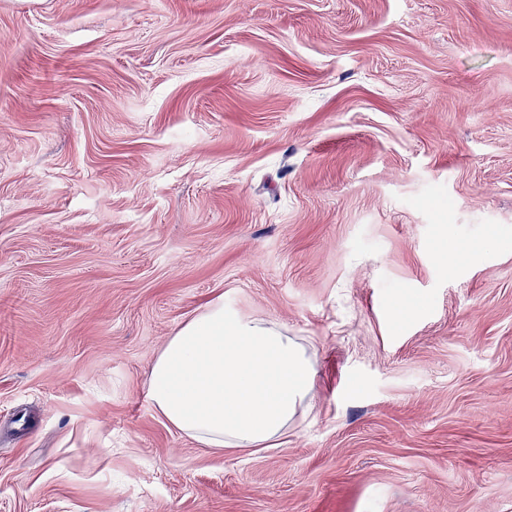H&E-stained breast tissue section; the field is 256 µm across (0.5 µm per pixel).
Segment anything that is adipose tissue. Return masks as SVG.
Listing matches in <instances>:
<instances>
[{
	"label": "adipose tissue",
	"mask_w": 512,
	"mask_h": 512,
	"mask_svg": "<svg viewBox=\"0 0 512 512\" xmlns=\"http://www.w3.org/2000/svg\"><path fill=\"white\" fill-rule=\"evenodd\" d=\"M313 364L278 327L207 303L155 359L148 396L174 429L208 448L258 449L285 437L314 398Z\"/></svg>",
	"instance_id": "obj_1"
}]
</instances>
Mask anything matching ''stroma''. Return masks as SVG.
<instances>
[{
	"label": "stroma",
	"instance_id": "stroma-1",
	"mask_svg": "<svg viewBox=\"0 0 512 512\" xmlns=\"http://www.w3.org/2000/svg\"><path fill=\"white\" fill-rule=\"evenodd\" d=\"M219 297L265 450L147 397ZM0 512H512V0H0ZM304 348L278 327L207 303L155 359L148 396L174 429L206 448L260 449L288 435L299 407L314 399Z\"/></svg>",
	"mask_w": 512,
	"mask_h": 512
}]
</instances>
